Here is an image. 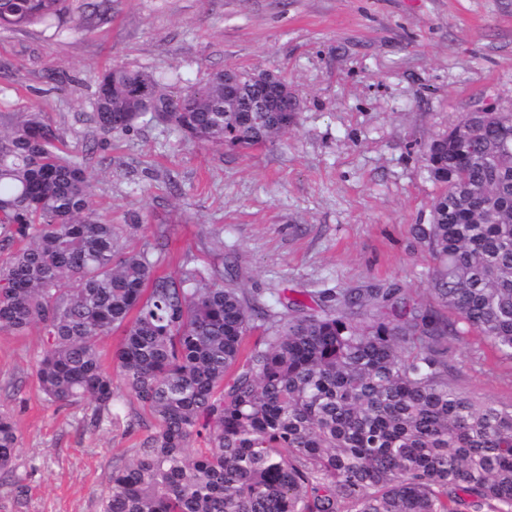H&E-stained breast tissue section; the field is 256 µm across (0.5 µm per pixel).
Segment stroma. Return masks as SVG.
<instances>
[{
    "instance_id": "1",
    "label": "stroma",
    "mask_w": 512,
    "mask_h": 512,
    "mask_svg": "<svg viewBox=\"0 0 512 512\" xmlns=\"http://www.w3.org/2000/svg\"><path fill=\"white\" fill-rule=\"evenodd\" d=\"M88 3L71 0L79 28L0 29V113L36 108L64 132L120 245L149 246L161 276L231 265L250 300L396 287L433 304L418 228L440 187L424 148L465 113L512 109V0H112L104 22ZM115 62L187 83L275 71L303 109L281 141L248 152L156 124L104 139L93 77ZM43 349L39 328L0 333V414L19 436L0 512H102L113 468L153 421L129 398L100 423L89 401L50 402ZM448 363L459 391L512 404V361L480 337H449Z\"/></svg>"
}]
</instances>
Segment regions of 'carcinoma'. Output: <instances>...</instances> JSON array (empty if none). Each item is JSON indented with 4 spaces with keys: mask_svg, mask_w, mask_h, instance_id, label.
Segmentation results:
<instances>
[{
    "mask_svg": "<svg viewBox=\"0 0 512 512\" xmlns=\"http://www.w3.org/2000/svg\"><path fill=\"white\" fill-rule=\"evenodd\" d=\"M67 11L68 0H0V27L50 29ZM226 75L242 90L229 102ZM179 81L107 68L97 135L155 123L250 150L293 127L278 105L256 111L252 73L215 71L171 94ZM424 156L441 185L420 228L438 307L398 288L340 289L277 316L215 268L156 277L149 249L123 248L93 219L85 160L44 113L0 115V248H12L0 331L42 329L49 400L88 399L100 423L122 389L155 422L115 467L103 512H512V405L456 391L441 343L460 322L512 360V112H469ZM117 330L108 370L98 343ZM194 437L207 448L188 452ZM18 442L0 415V472Z\"/></svg>",
    "mask_w": 512,
    "mask_h": 512,
    "instance_id": "1",
    "label": "carcinoma"
}]
</instances>
